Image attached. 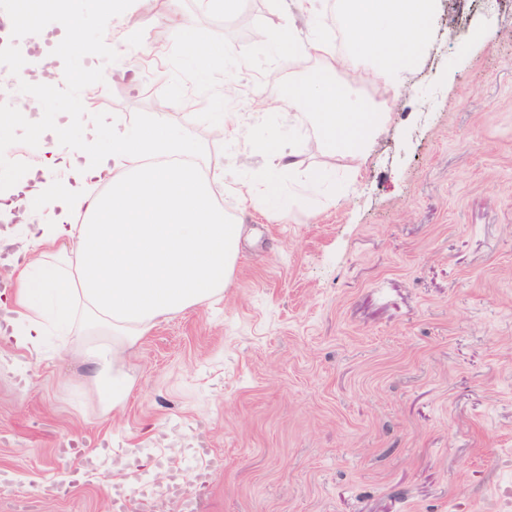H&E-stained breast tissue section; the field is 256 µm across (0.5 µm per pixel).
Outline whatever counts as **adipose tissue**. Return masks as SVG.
Returning <instances> with one entry per match:
<instances>
[{
	"instance_id": "obj_1",
	"label": "adipose tissue",
	"mask_w": 512,
	"mask_h": 512,
	"mask_svg": "<svg viewBox=\"0 0 512 512\" xmlns=\"http://www.w3.org/2000/svg\"><path fill=\"white\" fill-rule=\"evenodd\" d=\"M436 14V0H339L338 20L351 46L342 55L315 25L304 34L285 19L263 31V40L320 66L282 84L277 95L256 91L257 109L310 106L326 153L366 158L392 120L403 75ZM167 21L181 26L177 14ZM181 28L183 54L198 76L236 53L199 29ZM345 70L365 75L378 100H364L339 82ZM72 123L81 124L82 135L68 152H58ZM16 126L34 134L42 157L28 168L32 188L0 204V212H40L47 220L26 228L10 260L18 278L0 301L13 315L0 347L39 351L50 321L63 335L83 333L85 362L107 409L117 410L129 392L122 366L132 348L160 321L223 297L230 282L243 227L215 202L213 183L224 165L153 118L130 126L117 113L108 124L72 113L62 122L28 104L0 119V136ZM252 149L268 169L234 180L231 190L241 210L271 212L273 176L296 175L297 152L272 136L255 139ZM48 154L65 172L53 189L38 180ZM80 212L86 223H74Z\"/></svg>"
}]
</instances>
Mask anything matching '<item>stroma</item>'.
Wrapping results in <instances>:
<instances>
[{"label":"stroma","mask_w":512,"mask_h":512,"mask_svg":"<svg viewBox=\"0 0 512 512\" xmlns=\"http://www.w3.org/2000/svg\"><path fill=\"white\" fill-rule=\"evenodd\" d=\"M173 12L247 66L225 59L199 85L165 22ZM75 14L73 32H0V114L30 97L11 79L19 45L72 35L94 52L62 60L76 79L46 97L47 111L82 100L93 118L158 117L244 177L267 168L252 142L270 133L326 183L281 178V217L241 211L217 189L245 227L231 282L137 344L120 409L106 412L81 337L46 336L34 356L0 352V470L15 478L0 512H112L109 490L128 479L112 454L147 481L143 458L171 448L198 512H512V0H439L436 34L364 162L323 154L307 115L251 107L257 87L274 93L269 76L296 80L312 66L252 40V28L282 23L278 0H242L234 14L163 0L121 37L145 46L125 79L90 96L82 79L111 68L98 42L115 24L100 0H76ZM232 69L239 91L224 109L240 131L228 140L212 101ZM199 425L224 455L203 486ZM70 440L103 467L58 456ZM37 478L67 488L44 497Z\"/></svg>","instance_id":"35a3bbf8"}]
</instances>
